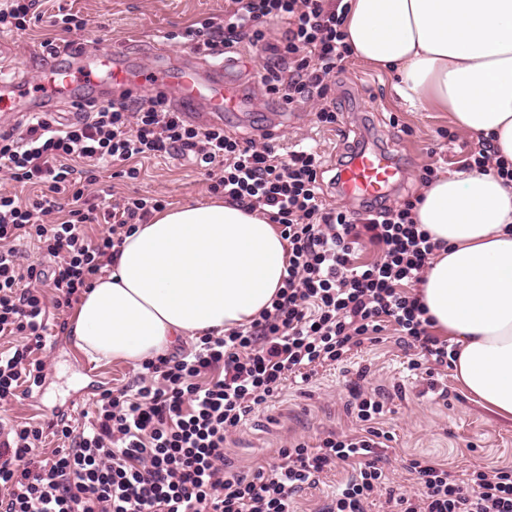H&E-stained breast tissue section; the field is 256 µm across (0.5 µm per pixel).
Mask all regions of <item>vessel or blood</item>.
<instances>
[{"label": "vessel or blood", "mask_w": 512, "mask_h": 512, "mask_svg": "<svg viewBox=\"0 0 512 512\" xmlns=\"http://www.w3.org/2000/svg\"><path fill=\"white\" fill-rule=\"evenodd\" d=\"M164 51H157L149 70L128 66L122 49L112 47L93 57L79 58L75 63L55 64L43 70L42 82L58 89L69 99L109 101V84L115 83L133 93L143 91L166 95L171 107L182 112L196 125H209L223 120L225 110L243 102L244 91L224 77V65L200 64L195 52L176 67L167 66ZM402 169L395 157L382 150H362L340 173L343 190L361 198H383L398 181Z\"/></svg>", "instance_id": "1"}]
</instances>
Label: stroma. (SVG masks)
<instances>
[{"instance_id":"35a3bbf8","label":"stroma","mask_w":512,"mask_h":512,"mask_svg":"<svg viewBox=\"0 0 512 512\" xmlns=\"http://www.w3.org/2000/svg\"><path fill=\"white\" fill-rule=\"evenodd\" d=\"M226 5L227 0H40L39 10L46 18L63 8L88 19L87 29L69 34L85 53L121 40L127 54L146 66L153 60L160 34L178 35L197 20L223 16ZM54 34L45 19L0 36V76L37 78L47 60L42 43ZM225 59L233 80L249 95L243 111L225 113L228 133L248 139L266 131L279 149L303 139L317 144L329 165L336 163L350 141L386 150L397 156L403 170L388 196L392 202L420 194L426 165H434L439 175L460 171L476 142L457 128L449 113L413 111L399 97L393 75L352 56L332 88L341 113L340 122L332 127L315 124L318 101L290 109L267 95L255 82L260 58L250 46L241 45ZM108 184L115 203L136 194H155L174 207L211 196L207 181L184 158L145 161L139 179L112 178ZM74 314L69 308L51 315L48 365L40 387L28 397L0 405V415L20 421L49 420L64 413L77 419L94 410L95 398L84 395V388L120 387L135 379L136 366L112 360L93 362L74 347L69 331L62 328ZM410 358L395 324L386 323L378 341L364 343L338 365L319 369L308 382H288L252 413L225 441V462L246 474L273 462L278 450L294 440L313 445L327 433L350 432L355 424L347 408L353 392L376 390L387 399L383 427L393 436L384 451L388 489L398 493L412 488L404 462L413 457L444 463L454 476L512 466V417L499 415L466 395L453 369H440L431 377L410 370Z\"/></svg>"}]
</instances>
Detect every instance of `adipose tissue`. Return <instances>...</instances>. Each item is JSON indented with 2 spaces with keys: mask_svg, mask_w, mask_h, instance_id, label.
<instances>
[{
  "mask_svg": "<svg viewBox=\"0 0 512 512\" xmlns=\"http://www.w3.org/2000/svg\"><path fill=\"white\" fill-rule=\"evenodd\" d=\"M342 30L360 59L391 69L416 109L455 124L512 165V0H348ZM416 220L444 247L417 290L433 330L457 344L463 389L512 416V187L482 170L422 189ZM288 243L257 213L214 200L166 208L125 236L71 324L94 360L139 364L269 308Z\"/></svg>",
  "mask_w": 512,
  "mask_h": 512,
  "instance_id": "adipose-tissue-1",
  "label": "adipose tissue"
}]
</instances>
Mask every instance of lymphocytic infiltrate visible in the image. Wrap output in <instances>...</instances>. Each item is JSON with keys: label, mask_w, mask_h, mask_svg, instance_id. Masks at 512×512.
I'll use <instances>...</instances> for the list:
<instances>
[{"label": "lymphocytic infiltrate", "mask_w": 512, "mask_h": 512, "mask_svg": "<svg viewBox=\"0 0 512 512\" xmlns=\"http://www.w3.org/2000/svg\"><path fill=\"white\" fill-rule=\"evenodd\" d=\"M345 0H228L223 18L187 27L186 45L219 56L246 43L264 58L255 71L266 94L286 105L316 98L315 122L338 121L330 83L351 54L342 25ZM284 24L278 42L269 22ZM77 118L29 114L0 129V173L39 195L21 201L0 191V403L39 385L46 362L50 310L80 300L108 267L124 236L163 209L161 197L140 195L112 205L91 196L101 173L136 178L140 160L185 157L211 193L278 225L288 242V266L270 309L249 325L204 335L181 355L142 362L132 385L102 389L91 420L75 431L58 416L47 424L0 417V512H292L297 493L337 463L353 474L323 512H366L384 471L378 448L388 435L378 425L384 403L357 396L355 435L294 441L276 462L253 473L227 470L224 443L246 417L289 380L309 381L336 365L384 322L397 325L422 363L451 367L458 348L431 333V319L414 292L440 250L415 221L421 197L356 212L329 206L317 148L296 143L276 150L269 134L239 139L223 127H197L165 97L120 92L106 104H75ZM108 223L106 235L89 225ZM32 240L39 257L18 261L17 242ZM378 251L361 262L362 247ZM64 446L41 456L45 430ZM416 488L388 492V512H512V469L451 476L442 465L409 460Z\"/></svg>", "instance_id": "1"}]
</instances>
